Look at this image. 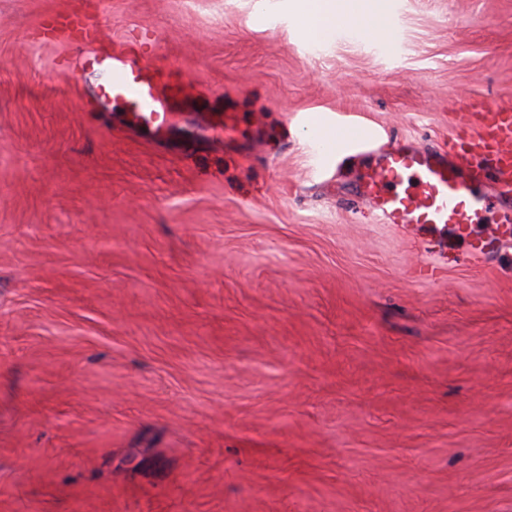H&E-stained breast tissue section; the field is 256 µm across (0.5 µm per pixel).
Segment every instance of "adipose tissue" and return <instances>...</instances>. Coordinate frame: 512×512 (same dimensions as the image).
Here are the masks:
<instances>
[{"label": "adipose tissue", "mask_w": 512, "mask_h": 512, "mask_svg": "<svg viewBox=\"0 0 512 512\" xmlns=\"http://www.w3.org/2000/svg\"><path fill=\"white\" fill-rule=\"evenodd\" d=\"M290 20L302 39L322 44L340 27H353L361 38H369L383 27L385 15L379 0H294Z\"/></svg>", "instance_id": "adipose-tissue-1"}]
</instances>
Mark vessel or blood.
I'll return each mask as SVG.
<instances>
[{
	"label": "vessel or blood",
	"mask_w": 512,
	"mask_h": 512,
	"mask_svg": "<svg viewBox=\"0 0 512 512\" xmlns=\"http://www.w3.org/2000/svg\"><path fill=\"white\" fill-rule=\"evenodd\" d=\"M101 34L99 21L74 8L36 28L32 40L65 41L74 52L63 60L64 68L102 75L99 101H121L136 122L162 126L178 88L150 64L157 46L153 31L142 28L117 41L102 40ZM358 177L356 198L379 223L416 226L446 241L480 223L491 204L512 197V106L485 102L460 110L441 145L396 141L371 148ZM509 240L512 224L505 222L471 246L491 253Z\"/></svg>",
	"instance_id": "1"
}]
</instances>
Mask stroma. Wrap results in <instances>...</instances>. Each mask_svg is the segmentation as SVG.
<instances>
[{
    "label": "stroma",
    "mask_w": 512,
    "mask_h": 512,
    "mask_svg": "<svg viewBox=\"0 0 512 512\" xmlns=\"http://www.w3.org/2000/svg\"><path fill=\"white\" fill-rule=\"evenodd\" d=\"M0 0V512H512V246L375 224L319 109L377 143L512 104V0H85L183 80L162 129ZM294 10L289 20L307 42L330 41L336 29L351 26L362 39L383 27L385 15L379 0H292ZM306 126L312 141L317 143L320 149L329 151L333 158L345 153L353 145H358L364 141H371V135L363 139H356L341 151L336 152V147L344 141L346 134L337 128L336 123L330 121L325 113L319 110L308 113L306 116Z\"/></svg>",
    "instance_id": "stroma-1"
}]
</instances>
